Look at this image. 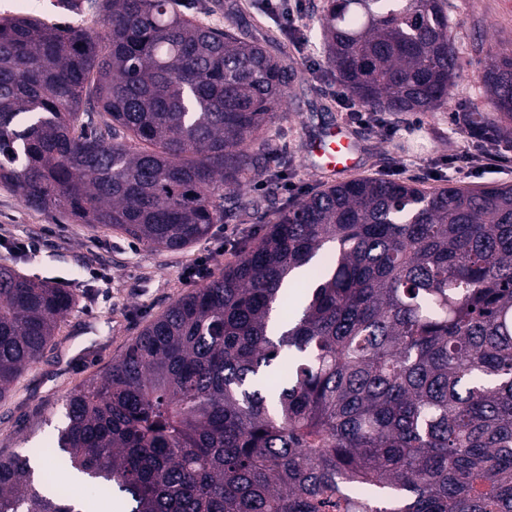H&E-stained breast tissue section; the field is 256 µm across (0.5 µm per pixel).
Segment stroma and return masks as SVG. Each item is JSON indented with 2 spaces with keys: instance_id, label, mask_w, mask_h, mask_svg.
<instances>
[{
  "instance_id": "obj_1",
  "label": "stroma",
  "mask_w": 512,
  "mask_h": 512,
  "mask_svg": "<svg viewBox=\"0 0 512 512\" xmlns=\"http://www.w3.org/2000/svg\"><path fill=\"white\" fill-rule=\"evenodd\" d=\"M183 2L187 13L213 26L231 21L257 37L281 28L263 0ZM300 2L307 17L303 39L265 44L274 56L287 51L298 78L252 145L265 164L241 188L252 208L239 218L213 225L206 237L169 252L131 242L116 231L73 223L55 210L30 208L0 185V263L33 279L58 281L76 296L54 350L23 374L9 401L0 403V455L41 447L65 421L66 395L108 369L147 323L195 289V281L188 278L191 269L205 264L218 273L268 229L276 207L326 182V175L308 166L304 143L327 128L348 125L349 118L336 101V78L322 49L319 16L324 0ZM447 5L461 64L448 107L402 116L384 112L370 126L354 127L362 147L361 173L418 179L428 187L512 184V151L481 145L464 117L471 104H490L479 74L493 49L512 46V0H447ZM1 16H33L90 29L102 21L88 0L69 10L58 0H0ZM462 154L472 158L464 167L456 162ZM273 176L279 191L272 202L268 181ZM17 240L33 243L35 253L14 251Z\"/></svg>"
}]
</instances>
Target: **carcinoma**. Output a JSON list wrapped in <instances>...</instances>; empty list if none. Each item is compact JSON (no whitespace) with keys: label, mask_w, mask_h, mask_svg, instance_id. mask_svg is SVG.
I'll list each match as a JSON object with an SVG mask.
<instances>
[{"label":"carcinoma","mask_w":512,"mask_h":512,"mask_svg":"<svg viewBox=\"0 0 512 512\" xmlns=\"http://www.w3.org/2000/svg\"><path fill=\"white\" fill-rule=\"evenodd\" d=\"M180 0H98L91 31L0 18V184L37 210L180 251L246 209L250 145L293 66ZM336 82L368 112H436L458 77L445 0H328ZM467 123L512 150V48ZM309 272L300 309L288 306ZM67 288L0 264V401L54 342ZM37 454L127 512H512V185L359 178L281 207L65 397ZM30 456L0 512H92Z\"/></svg>","instance_id":"1"}]
</instances>
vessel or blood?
I'll use <instances>...</instances> for the list:
<instances>
[{
    "label": "vessel or blood",
    "mask_w": 512,
    "mask_h": 512,
    "mask_svg": "<svg viewBox=\"0 0 512 512\" xmlns=\"http://www.w3.org/2000/svg\"><path fill=\"white\" fill-rule=\"evenodd\" d=\"M304 155L320 172L343 174L361 167L359 144L346 126L330 128L320 137L309 140Z\"/></svg>",
    "instance_id": "1"
}]
</instances>
